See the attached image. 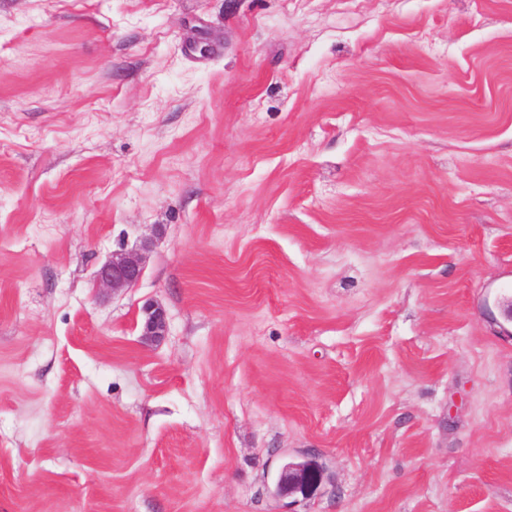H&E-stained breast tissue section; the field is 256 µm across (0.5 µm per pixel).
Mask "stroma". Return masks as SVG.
<instances>
[{
    "mask_svg": "<svg viewBox=\"0 0 512 512\" xmlns=\"http://www.w3.org/2000/svg\"><path fill=\"white\" fill-rule=\"evenodd\" d=\"M511 298L512 0H0V512H512ZM147 249L148 245L144 243L138 250L112 254V258L96 272V288L110 289L115 293L136 285L143 275L144 251ZM169 322L166 309L159 303L144 307L142 338L147 343H159L168 333ZM283 496H290L300 493L307 496L312 493L319 482V477L312 472L293 471L291 468L284 469L282 474Z\"/></svg>",
    "mask_w": 512,
    "mask_h": 512,
    "instance_id": "1",
    "label": "stroma"
}]
</instances>
